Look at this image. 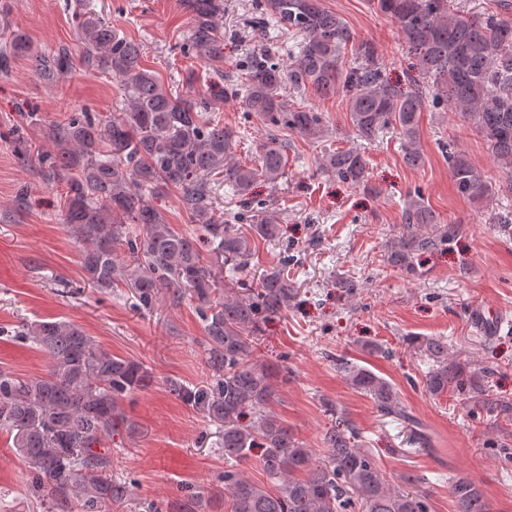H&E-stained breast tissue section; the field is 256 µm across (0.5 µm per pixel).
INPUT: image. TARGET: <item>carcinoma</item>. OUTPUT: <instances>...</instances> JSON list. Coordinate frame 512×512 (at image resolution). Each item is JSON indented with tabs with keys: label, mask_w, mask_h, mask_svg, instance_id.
<instances>
[{
	"label": "carcinoma",
	"mask_w": 512,
	"mask_h": 512,
	"mask_svg": "<svg viewBox=\"0 0 512 512\" xmlns=\"http://www.w3.org/2000/svg\"><path fill=\"white\" fill-rule=\"evenodd\" d=\"M260 7L273 29L302 40L286 67L261 52L245 68L241 91L247 112L268 129L256 165L233 162V131L215 115L226 90L197 100L167 91L143 65L142 45L94 18L77 25L83 62L121 82L127 108L104 118L71 112L49 127L52 151L35 157L26 148L25 155L48 165L62 187V221L82 245L80 267L89 284L105 294L131 288L145 309L163 291L174 304L186 298L196 303L207 378L192 387L170 379L167 391L224 426L222 489L228 512H353L357 507L361 512H431L426 494L409 490L417 483L414 475H403L399 486L385 479L343 411L327 406L325 451L315 454L268 409L278 370L256 360L255 347L263 325L287 310L295 288L283 263L249 285L240 281L250 239L224 223L212 206L214 186L226 181L249 207L253 201L247 195L257 179L275 185L285 178L287 141L279 133L306 139L324 135L323 113L285 103L282 85L310 88L323 97L345 93L356 134L372 140L398 127L404 160L412 167L422 163L418 114L425 95L391 85L368 41L356 48L360 62L346 66L345 50L354 35L321 0H261ZM376 7L399 28L413 65L438 90L436 98L445 99L486 141L506 175L499 189L512 192V19L498 12L457 10L451 0H376ZM192 8V49L203 57H220L217 4L193 0ZM19 54L47 79L70 63L67 53L33 51L23 38L11 42L3 58ZM448 164L460 195L478 201L491 194L492 185L466 155L450 147ZM321 168L343 182L367 184L365 158L354 150L325 155ZM164 188L179 191L199 232H181L167 223L153 205ZM259 216L250 234L277 238L273 218L265 212ZM437 223L439 217L421 196L409 197L402 211L404 230L390 242L388 261L417 274V256L448 243L456 231L453 224L435 235L421 230ZM13 337L40 348L50 362L44 375L32 378L0 371V429L16 432L47 512H112V505L127 499L128 488L112 481V451L103 442L131 428L124 401L149 385L147 369L102 348L67 320L26 322ZM407 341L429 362L424 386L430 395L450 391L488 414L508 411L485 385L489 370L451 358L444 338L410 336ZM339 369L381 415L407 423L411 441H425L389 381L344 359ZM253 448L264 449L270 487L235 467ZM448 493L454 512H490L483 491L466 476L450 478ZM216 497L198 492L176 502L175 512H206Z\"/></svg>",
	"instance_id": "1"
}]
</instances>
